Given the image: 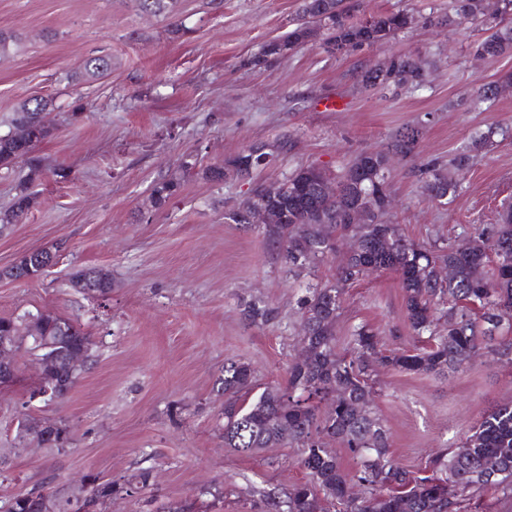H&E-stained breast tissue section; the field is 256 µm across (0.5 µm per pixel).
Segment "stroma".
Returning <instances> with one entry per match:
<instances>
[{
	"label": "stroma",
	"mask_w": 512,
	"mask_h": 512,
	"mask_svg": "<svg viewBox=\"0 0 512 512\" xmlns=\"http://www.w3.org/2000/svg\"><path fill=\"white\" fill-rule=\"evenodd\" d=\"M301 0H178L172 18L141 12L137 0H0V31L18 37L0 60V133L27 100L51 97L49 136L36 149L44 174L37 204L0 234V269L41 248L56 264L33 281L0 279V317L51 310L80 324L94 342L87 370L62 401L28 403L24 386L0 394V500L94 474L114 483L106 512H276L306 481L293 445L251 456L224 445L226 364H250L258 387L285 384L296 359L305 278L289 274L281 247L259 225L226 220L248 185L183 175L194 158L220 164L252 145L294 147L263 172L273 181L300 165L328 176L356 153L384 147L403 126L425 121L416 160H398L388 180V215L416 242L456 239L499 221L512 201V91L479 101L487 84L512 76V54L477 60L484 37L474 24L448 31L424 24L348 56L313 42L265 68L251 59L292 29ZM184 34H169L171 21ZM421 61L427 83L379 98L360 93L357 75L389 55ZM108 54L112 68L86 82L85 62ZM336 108H325L326 99ZM495 128V146L461 176L445 205L428 202L416 162L448 164L473 138ZM183 175L177 198L160 209L149 195L161 177ZM103 267L112 292L101 301L76 292L80 268ZM274 312L248 325L245 302ZM368 325L389 349L411 344L394 272L346 288L336 346ZM374 404L390 432V455L416 471L432 452L461 445L481 415L512 401V363L485 359L440 380L382 365L371 374ZM34 415L66 423L65 451L11 455L10 420ZM149 486L133 485L139 471Z\"/></svg>",
	"instance_id": "35a3bbf8"
}]
</instances>
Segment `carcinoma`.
Wrapping results in <instances>:
<instances>
[{
  "mask_svg": "<svg viewBox=\"0 0 512 512\" xmlns=\"http://www.w3.org/2000/svg\"><path fill=\"white\" fill-rule=\"evenodd\" d=\"M173 0H138L139 7L154 15L171 13ZM344 0H302L301 19L283 39L263 45L254 57L262 67L284 51L304 46L312 40L330 45L339 40L359 50L367 34L356 29L352 10ZM349 21L347 28L336 26V15ZM376 29L375 41L383 43L411 28L417 17L404 10L384 11ZM478 21L491 34L476 46V52L495 59L512 49V19L487 12L484 0H454L453 11L429 14V25L453 29L464 22ZM112 68L108 55L88 59L84 76L97 77ZM426 73L403 54L374 70L359 75L361 90L369 96L400 89H419ZM53 106L51 98H35L19 106L14 123L29 127V138L10 133L0 135V167L21 162L28 168V181L19 185L11 206L0 212V226L21 220L36 204L30 183L43 173L41 160L33 155L35 146L49 136L38 117ZM417 122L401 128L398 134L409 139L402 158L412 160L424 134ZM495 131L480 133L468 150L458 153L444 166L428 162L416 166L429 200L454 197L462 189L459 175L481 152L493 144ZM386 149L364 150L351 160L337 177L342 202L322 204L317 184L326 173L316 165L299 166L288 175V190L268 203L280 209L285 221L277 230L264 229L268 239L283 247L288 272L309 271L336 252V239L350 237L358 250L342 259L334 281L309 283L299 300L302 315L300 341L308 350L303 361L288 368L286 386L253 384L251 366L232 362L224 367V447L249 455L260 448L295 443L302 448L301 465L310 480L294 485L284 501V512H327L322 500L339 506L338 512H482L488 494L512 498V402L497 404L485 412L475 430L462 445L429 459L430 476H415L390 457L387 430L373 409L374 391L369 368L378 362L411 373L448 377L483 353H494L512 360V204L503 205L499 223L462 240L438 238L429 244L406 239L396 224L388 223L383 208L389 190ZM250 155L242 151L222 165L197 168L188 161L183 170L214 184L239 178ZM182 178L157 181L151 191L155 207L166 205L178 195ZM360 204L366 218L362 224H347L343 205ZM495 259H490L488 250ZM51 253L38 249L25 254L14 269L31 267L38 272L41 258ZM494 263L487 271L488 263ZM389 270L397 274L403 293L408 329L416 342L411 349L384 352L368 327L351 332L350 353L336 352L335 324L341 309L344 288L370 274ZM91 269L76 270L72 288L83 292L80 283L89 282L102 294L112 291V281L91 282ZM249 324L261 326L273 318V310L258 302H247L242 309ZM38 330L60 352H92V341L78 324L51 312L34 314ZM0 336H10L19 347L32 352L41 345L29 338L26 318L0 317ZM55 394L47 400H63L72 390L67 383L66 365L61 363L52 376ZM339 443L357 459V467L346 472L330 444ZM97 512H105L112 499L113 484L97 475L88 477ZM358 494L350 493L352 486Z\"/></svg>",
  "mask_w": 512,
  "mask_h": 512,
  "instance_id": "1",
  "label": "carcinoma"
}]
</instances>
